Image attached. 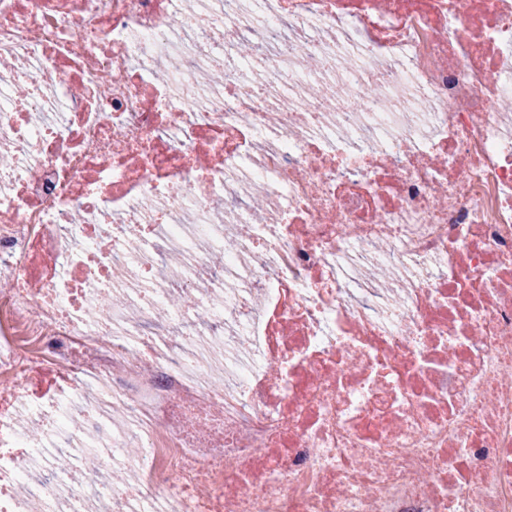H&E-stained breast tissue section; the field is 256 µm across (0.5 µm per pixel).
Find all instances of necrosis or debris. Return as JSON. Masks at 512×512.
I'll use <instances>...</instances> for the list:
<instances>
[{
    "label": "necrosis or debris",
    "mask_w": 512,
    "mask_h": 512,
    "mask_svg": "<svg viewBox=\"0 0 512 512\" xmlns=\"http://www.w3.org/2000/svg\"><path fill=\"white\" fill-rule=\"evenodd\" d=\"M508 100L512 0H0V512H512Z\"/></svg>",
    "instance_id": "necrosis-or-debris-1"
}]
</instances>
